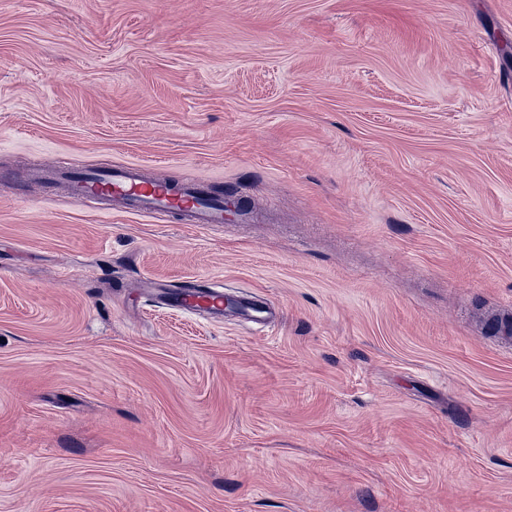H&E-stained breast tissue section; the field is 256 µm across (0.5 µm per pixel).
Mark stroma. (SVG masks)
<instances>
[{
  "mask_svg": "<svg viewBox=\"0 0 512 512\" xmlns=\"http://www.w3.org/2000/svg\"><path fill=\"white\" fill-rule=\"evenodd\" d=\"M0 512H512V0H0ZM37 179L49 191L64 192L82 205L96 204L107 212L176 214L184 224L200 226L225 220L224 196L197 182L174 183L162 173L146 174L135 163L95 170L61 161L53 173ZM229 297L224 294L223 287L167 292V300L174 306L190 312L211 315H223L224 302Z\"/></svg>",
  "mask_w": 512,
  "mask_h": 512,
  "instance_id": "1",
  "label": "stroma"
}]
</instances>
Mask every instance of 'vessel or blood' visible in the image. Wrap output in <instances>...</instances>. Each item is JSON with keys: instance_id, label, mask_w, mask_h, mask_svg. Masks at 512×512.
I'll return each instance as SVG.
<instances>
[{"instance_id": "1", "label": "vessel or blood", "mask_w": 512, "mask_h": 512, "mask_svg": "<svg viewBox=\"0 0 512 512\" xmlns=\"http://www.w3.org/2000/svg\"><path fill=\"white\" fill-rule=\"evenodd\" d=\"M49 191L64 192L76 202L96 204L102 210H120L127 215L175 214L187 224L210 226L223 223L224 199L197 182L175 183L165 174L144 173L135 163L109 169L83 168L60 162L54 172L42 177ZM168 301L183 310L220 315L227 297L220 288L178 290Z\"/></svg>"}]
</instances>
